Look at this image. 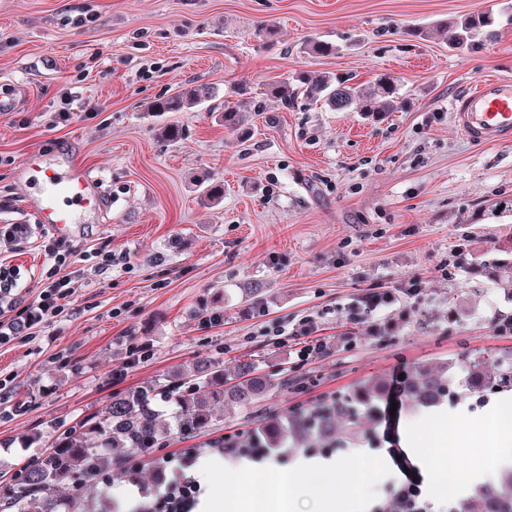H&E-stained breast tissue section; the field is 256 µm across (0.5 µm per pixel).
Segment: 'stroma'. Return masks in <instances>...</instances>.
I'll list each match as a JSON object with an SVG mask.
<instances>
[{"label": "stroma", "mask_w": 512, "mask_h": 512, "mask_svg": "<svg viewBox=\"0 0 512 512\" xmlns=\"http://www.w3.org/2000/svg\"><path fill=\"white\" fill-rule=\"evenodd\" d=\"M98 20L83 26L85 11ZM491 13L495 36L470 50L453 32L416 37L437 23ZM274 26L265 40L261 28ZM335 43L334 55L305 50ZM355 83L397 79L401 108L377 117L265 97L245 108L247 135L227 129L208 106L157 115L147 103L190 84L240 104L241 86L261 89L294 71ZM512 76V0H0V81L23 89L0 112V263L17 271L19 303L33 300L49 263L44 230L20 186L32 152L70 159L102 179L112 201L88 211L68 236L79 270L54 322L21 330L0 346V461L17 473L40 454L30 439L75 425L112 394L148 387L201 358L233 376L251 357L272 389L253 406L215 405L208 431L162 439L155 455L187 448L211 456V441L244 442L266 416L347 394L370 379L392 383L419 364H447L461 386L465 360L512 350V142L481 145L457 129L451 104L478 80ZM74 118L53 122L64 88ZM441 120H433V113ZM178 124L179 142L158 135ZM224 183L221 202L201 199L203 182ZM130 257L102 271L101 247ZM497 263L495 275L477 267ZM266 286L262 307L243 297ZM417 295H408L410 287ZM391 295L357 317L362 298ZM218 322L199 319L210 300ZM309 320L328 348L305 362L289 354V331ZM284 332H277V325ZM420 415L363 420L353 446L393 476L362 489L369 512L399 485L427 489L402 444ZM112 484H62V507L120 512L115 493L136 489V512H153L168 477L124 448Z\"/></svg>", "instance_id": "stroma-1"}]
</instances>
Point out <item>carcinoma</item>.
I'll use <instances>...</instances> for the list:
<instances>
[{"label":"carcinoma","instance_id":"1","mask_svg":"<svg viewBox=\"0 0 512 512\" xmlns=\"http://www.w3.org/2000/svg\"><path fill=\"white\" fill-rule=\"evenodd\" d=\"M455 46L471 49L478 38L494 36L493 19L486 13L469 15L456 23ZM305 49L318 56L336 54V45L312 39ZM269 92L283 107L299 99L320 102L333 111L392 112L400 104L396 80L381 74L371 87L348 82L330 75L313 76L297 70L288 78L272 85ZM219 96L218 89L208 83L191 86L178 94L157 99L147 106L155 114L182 112L198 107ZM511 360L499 358L498 372L489 371L485 358H476L467 367L468 388L472 393L512 383ZM272 381L259 372L258 361L243 359L236 375L224 378V367L217 361H204L189 370L180 371L164 384L129 390L110 397L105 405L83 418L76 425L43 440L39 457L12 479L0 475V512H28V503L40 501V512H60L54 487L75 483L97 472H122L121 463L105 457L106 448H129L139 454L154 448L158 441L174 430L190 437L211 426L210 406L226 400L241 407L253 405L270 387ZM448 365L433 368L427 364L416 367L414 377L405 381L404 391L415 408L439 404L448 393ZM386 393L385 384L368 381L356 386L344 397L324 400L315 414L296 410L286 416L271 415L263 419L253 438L261 447L272 451L280 448L286 438L314 436L325 442H339L337 424L348 423L357 429L363 418H374ZM481 512H512V474L504 486L480 490Z\"/></svg>","mask_w":512,"mask_h":512}]
</instances>
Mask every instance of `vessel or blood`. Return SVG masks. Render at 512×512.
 <instances>
[{
	"label": "vessel or blood",
	"instance_id": "1",
	"mask_svg": "<svg viewBox=\"0 0 512 512\" xmlns=\"http://www.w3.org/2000/svg\"><path fill=\"white\" fill-rule=\"evenodd\" d=\"M453 112L461 133L474 142L511 140L512 77L478 81L459 96ZM22 174L40 224L53 232H64L77 223L79 212L103 204L90 171L79 165L48 161L34 152L23 163Z\"/></svg>",
	"mask_w": 512,
	"mask_h": 512
}]
</instances>
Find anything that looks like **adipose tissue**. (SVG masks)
Segmentation results:
<instances>
[{
    "mask_svg": "<svg viewBox=\"0 0 512 512\" xmlns=\"http://www.w3.org/2000/svg\"><path fill=\"white\" fill-rule=\"evenodd\" d=\"M470 418L463 405L451 420L446 419L442 410L436 409L427 414L426 427L408 438L422 464H429L433 453L440 450L465 455L478 462L476 468L465 474L452 475L447 484L438 474H431V488L435 494H444L450 487L456 494L463 495L474 483L490 477L499 478L503 472L512 469V400L506 398L496 403L483 417L482 438H474L469 431L461 429V422ZM361 456V450L353 449L344 460L299 457L286 469L274 463L242 459L231 467L242 483V490L237 494L215 491V484L228 467L221 458H205L196 471L197 479L208 489L199 504L200 512H293L292 495L302 488L313 492L315 512H360L363 501L356 491L372 477L370 471L358 466ZM341 486L353 488V495L335 498L333 491Z\"/></svg>",
    "mask_w": 512,
    "mask_h": 512,
    "instance_id": "adipose-tissue-1",
    "label": "adipose tissue"
}]
</instances>
